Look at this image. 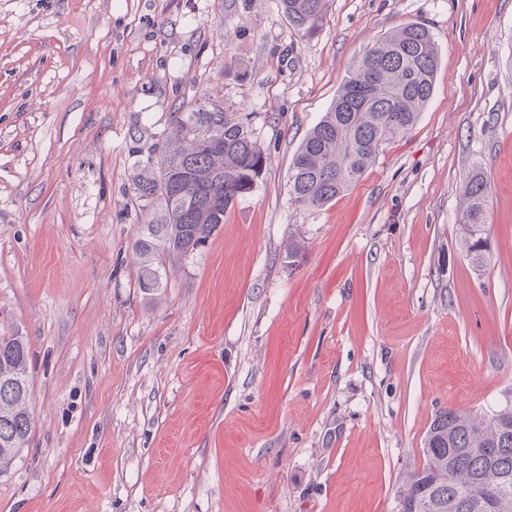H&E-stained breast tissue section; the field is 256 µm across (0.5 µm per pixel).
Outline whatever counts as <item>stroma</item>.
Instances as JSON below:
<instances>
[{
	"mask_svg": "<svg viewBox=\"0 0 512 512\" xmlns=\"http://www.w3.org/2000/svg\"><path fill=\"white\" fill-rule=\"evenodd\" d=\"M421 23L416 127L336 201L288 168L355 60ZM214 100L267 153L146 295L139 147ZM490 260L459 244L473 162ZM299 251L289 254L291 244ZM27 336L33 427L0 512H399L449 407L512 404V0H0V333ZM280 4L295 33L312 38L324 25L330 0H280Z\"/></svg>",
	"mask_w": 512,
	"mask_h": 512,
	"instance_id": "35a3bbf8",
	"label": "stroma"
}]
</instances>
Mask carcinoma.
<instances>
[{"label":"carcinoma","instance_id":"1","mask_svg":"<svg viewBox=\"0 0 512 512\" xmlns=\"http://www.w3.org/2000/svg\"><path fill=\"white\" fill-rule=\"evenodd\" d=\"M295 33L312 38L324 25L330 0H280ZM439 50L430 30L410 24L387 33L357 60L322 119L307 133L289 166V195L298 206L323 207L358 182L382 147L406 136L431 100ZM182 146L138 148L142 160L131 199L152 212L133 249L140 285L158 295L167 286L163 257L205 246L224 213L253 191L268 157L249 124L224 107L186 108L174 115ZM487 176L471 167L460 209L461 246L471 264L487 262ZM28 338L0 333V473L12 467L32 431ZM425 464L397 491L401 512H512V498L488 499L498 485L512 488V407L490 415L444 410L425 439Z\"/></svg>","mask_w":512,"mask_h":512}]
</instances>
